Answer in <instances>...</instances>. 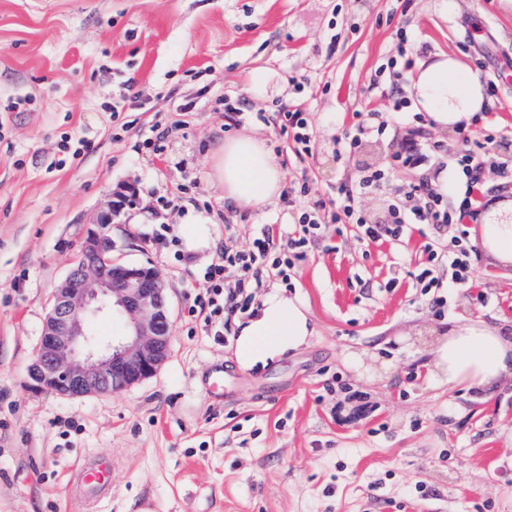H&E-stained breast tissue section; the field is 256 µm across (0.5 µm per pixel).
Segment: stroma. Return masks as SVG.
Here are the masks:
<instances>
[{
  "instance_id": "1",
  "label": "stroma",
  "mask_w": 512,
  "mask_h": 512,
  "mask_svg": "<svg viewBox=\"0 0 512 512\" xmlns=\"http://www.w3.org/2000/svg\"><path fill=\"white\" fill-rule=\"evenodd\" d=\"M0 0V512H85L69 483L87 455L112 456L104 512H512V377L488 393L428 386L422 363L437 336L484 321L512 336V263L472 246V284L449 289L436 315L414 274L427 239L364 243L333 223L336 187L388 173L357 214L392 221L393 192L417 184L391 171L397 139L420 135L456 161L458 131L395 112L421 61L459 58L490 82L512 69V9L500 0ZM261 68L262 95L250 90ZM244 100L232 123L224 105ZM306 112L312 153L299 158L277 121ZM388 131L340 152L356 124ZM263 138L287 184L324 204L325 237L293 273L313 336L265 367L241 368L188 310L216 249L177 260L156 225L187 215L234 225L247 246L262 224L297 222L303 203L243 212L209 178L224 135ZM89 147L59 165L64 137ZM496 148L481 170L478 211L512 213V179ZM135 187L111 228L114 262L147 264L167 286L171 354L158 373L108 395L32 394L27 367L55 288L118 185ZM182 190L178 207L162 199ZM230 374L224 395L206 372Z\"/></svg>"
}]
</instances>
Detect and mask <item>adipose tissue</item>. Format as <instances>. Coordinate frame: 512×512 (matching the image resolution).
<instances>
[{
    "label": "adipose tissue",
    "mask_w": 512,
    "mask_h": 512,
    "mask_svg": "<svg viewBox=\"0 0 512 512\" xmlns=\"http://www.w3.org/2000/svg\"><path fill=\"white\" fill-rule=\"evenodd\" d=\"M412 89L417 110L442 129L469 127L485 106L480 76L444 54L420 66ZM209 177L223 186L226 201L253 212L277 209L284 192V171L275 155L248 133L227 136L212 150ZM311 334L304 305L276 289L240 323L235 356L244 369L264 365L298 349ZM511 365L512 338L474 321L439 337L425 368L431 385L484 391Z\"/></svg>",
    "instance_id": "1"
}]
</instances>
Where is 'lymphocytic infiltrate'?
<instances>
[{"label": "lymphocytic infiltrate", "instance_id": "obj_1", "mask_svg": "<svg viewBox=\"0 0 512 512\" xmlns=\"http://www.w3.org/2000/svg\"><path fill=\"white\" fill-rule=\"evenodd\" d=\"M510 139L512 132L503 128L489 125L477 130L458 160L465 177L459 204L450 205L447 195L432 191L428 183L408 186L397 192L400 206L393 213L392 223H359L361 240L399 241L408 229L417 226L435 228L474 217L472 195L479 182L481 156L491 145ZM417 193L424 196V205L406 208V199ZM321 209V202H308L298 223L261 225L245 248L236 245L233 227H226L219 259L203 272V290L196 294L190 315L201 318L215 337L230 335L234 320L249 311L265 278H287L295 262L306 258L309 246L325 229Z\"/></svg>", "mask_w": 512, "mask_h": 512}]
</instances>
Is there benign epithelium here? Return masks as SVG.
<instances>
[{
    "label": "benign epithelium",
    "instance_id": "obj_1",
    "mask_svg": "<svg viewBox=\"0 0 512 512\" xmlns=\"http://www.w3.org/2000/svg\"><path fill=\"white\" fill-rule=\"evenodd\" d=\"M134 194L129 184L109 192L106 210L56 289L29 370L32 393L69 397L109 394L155 376L169 358L171 333L164 281L151 268L112 262L108 226ZM114 315L126 319L127 331L121 338L101 344L89 326Z\"/></svg>",
    "mask_w": 512,
    "mask_h": 512
}]
</instances>
